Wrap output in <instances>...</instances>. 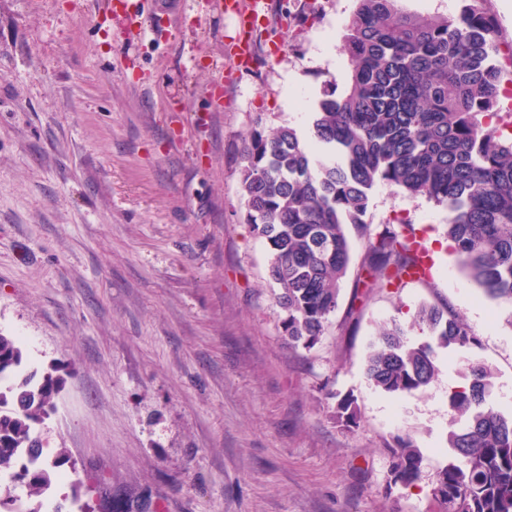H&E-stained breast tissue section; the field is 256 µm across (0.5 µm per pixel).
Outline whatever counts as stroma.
I'll use <instances>...</instances> for the list:
<instances>
[{"mask_svg":"<svg viewBox=\"0 0 512 512\" xmlns=\"http://www.w3.org/2000/svg\"><path fill=\"white\" fill-rule=\"evenodd\" d=\"M355 0H269L254 58L225 47L232 17L206 0H141L158 35L128 33L92 0H0V332L64 383L42 435L68 451L41 512H432L448 392L494 371L512 411V312L484 298L444 235L448 212L377 187L366 220L414 224L430 283L375 292L347 319L346 279L312 350L281 336L269 252L243 220L241 149L263 123L308 134ZM224 77L222 107L210 84ZM449 306L479 337L440 349L439 377L391 396L365 375L378 325ZM359 423L334 419L336 395ZM423 457L389 486L387 443Z\"/></svg>","mask_w":512,"mask_h":512,"instance_id":"obj_1","label":"stroma"}]
</instances>
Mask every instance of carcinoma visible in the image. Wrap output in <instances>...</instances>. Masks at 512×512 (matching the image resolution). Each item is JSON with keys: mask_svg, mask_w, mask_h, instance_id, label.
<instances>
[{"mask_svg": "<svg viewBox=\"0 0 512 512\" xmlns=\"http://www.w3.org/2000/svg\"><path fill=\"white\" fill-rule=\"evenodd\" d=\"M350 71L342 91L328 89L311 116V140L290 126L257 125L245 138L240 177L244 222L262 239L268 278L286 313L282 334L312 349L331 325L351 262L348 227L366 240L347 316L383 288L429 282L425 244L411 225L373 228L364 217L383 185L448 211L447 237L466 277L483 295L512 310V137L495 115L496 25L467 5L454 16H422L402 0H356L341 46ZM413 325L431 341L414 343L410 328L381 325L365 374L396 396L427 387L440 373L435 348L473 350L479 338L459 315L434 304ZM469 383L448 393V447L463 459L435 473L438 512H512V412L489 407L494 374L474 362ZM60 380L23 366L16 337L0 332V473L41 498L58 480L66 449L32 445L55 408ZM336 400V424H358L353 400ZM389 485L415 484L423 455L408 438L387 446Z\"/></svg>", "mask_w": 512, "mask_h": 512, "instance_id": "carcinoma-1", "label": "carcinoma"}]
</instances>
